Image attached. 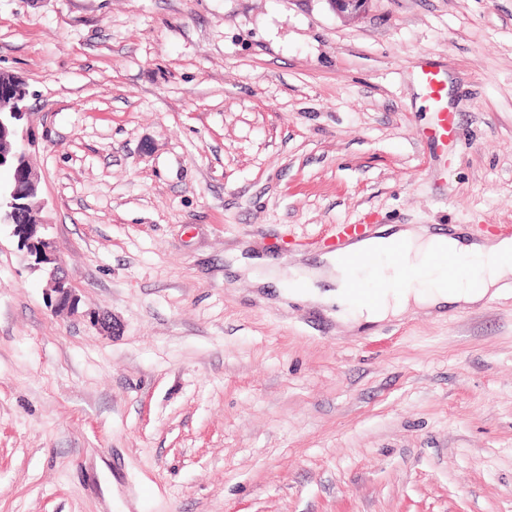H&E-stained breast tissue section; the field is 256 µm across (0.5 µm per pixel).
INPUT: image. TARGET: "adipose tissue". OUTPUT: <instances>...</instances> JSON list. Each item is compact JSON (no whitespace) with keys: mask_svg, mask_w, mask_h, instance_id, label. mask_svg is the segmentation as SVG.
<instances>
[{"mask_svg":"<svg viewBox=\"0 0 512 512\" xmlns=\"http://www.w3.org/2000/svg\"><path fill=\"white\" fill-rule=\"evenodd\" d=\"M398 244L404 248L403 259L407 265L426 271L421 279L403 286L397 283L398 270L385 262ZM347 249L381 260L378 274L389 287L377 301L364 305L351 301L350 272L333 254L322 255L316 265H295L285 272L255 253L240 257L235 267L253 274L256 286L280 283L281 297L308 303L353 329L395 319L410 311L434 314L450 306L481 305L512 284V239L508 237L446 236L423 225L409 224L381 228L375 236L350 241ZM447 253L460 255L475 271V278L452 280L447 270L428 267L429 256Z\"/></svg>","mask_w":512,"mask_h":512,"instance_id":"1","label":"adipose tissue"}]
</instances>
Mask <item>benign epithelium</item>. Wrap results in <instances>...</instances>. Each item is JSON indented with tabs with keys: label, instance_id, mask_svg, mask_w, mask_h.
<instances>
[{
	"label": "benign epithelium",
	"instance_id": "7a95c632",
	"mask_svg": "<svg viewBox=\"0 0 512 512\" xmlns=\"http://www.w3.org/2000/svg\"><path fill=\"white\" fill-rule=\"evenodd\" d=\"M336 15L346 21L361 18L367 11L370 0H327ZM23 99L17 96H0V161L13 163L27 171V179L22 190L15 188H0V222L12 224L15 221V210L1 212L5 199H13L22 194L25 197L24 206L34 214L41 211L39 185L40 175L30 162L28 146L31 138L28 132H20V122L26 116L22 105ZM47 224L42 220L26 227L27 243L34 247V258L30 260V268L34 270L50 268L46 289L54 296L55 307L64 311L74 308L76 298L67 285L66 279L61 276L60 267L53 246V241L44 234Z\"/></svg>",
	"mask_w": 512,
	"mask_h": 512
}]
</instances>
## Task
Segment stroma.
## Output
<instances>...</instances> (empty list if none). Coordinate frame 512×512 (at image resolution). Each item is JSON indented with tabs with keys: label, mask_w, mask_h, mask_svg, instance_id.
<instances>
[{
	"label": "stroma",
	"mask_w": 512,
	"mask_h": 512,
	"mask_svg": "<svg viewBox=\"0 0 512 512\" xmlns=\"http://www.w3.org/2000/svg\"><path fill=\"white\" fill-rule=\"evenodd\" d=\"M0 70L77 298L0 223V512H512V287L359 332L231 262L512 225V0H0ZM336 15L346 21L361 18L367 11L370 0H327ZM420 81L430 98L442 102L446 100L448 87L447 85L445 86L444 81L441 79L440 71L435 67L430 65L421 67Z\"/></svg>",
	"instance_id": "obj_1"
}]
</instances>
